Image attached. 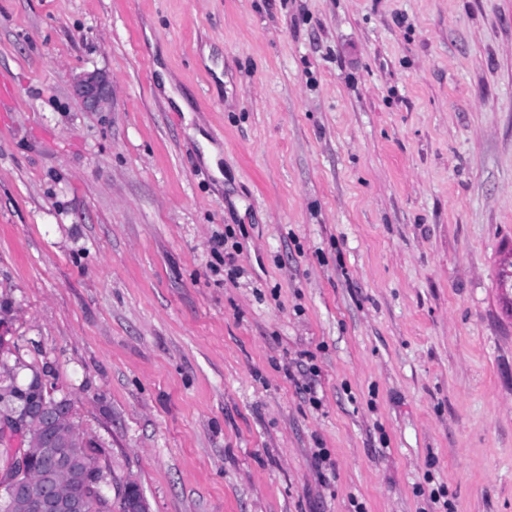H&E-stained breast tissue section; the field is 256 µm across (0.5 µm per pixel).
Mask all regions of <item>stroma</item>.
Segmentation results:
<instances>
[{"instance_id":"stroma-1","label":"stroma","mask_w":512,"mask_h":512,"mask_svg":"<svg viewBox=\"0 0 512 512\" xmlns=\"http://www.w3.org/2000/svg\"><path fill=\"white\" fill-rule=\"evenodd\" d=\"M0 92V332L110 497L512 512V0H0Z\"/></svg>"}]
</instances>
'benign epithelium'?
I'll return each instance as SVG.
<instances>
[{"instance_id":"obj_1","label":"benign epithelium","mask_w":512,"mask_h":512,"mask_svg":"<svg viewBox=\"0 0 512 512\" xmlns=\"http://www.w3.org/2000/svg\"><path fill=\"white\" fill-rule=\"evenodd\" d=\"M81 91L96 109L107 103V92L94 76L83 81ZM40 392L41 398L22 419L0 417V431L7 435L18 431L27 442L12 453V471L0 481V488L5 490L11 512H84L79 497L59 494L64 478L77 487L87 483L85 475L72 466L84 451L76 430L67 429L74 423L73 407L67 397L56 396L55 389L44 382ZM121 495L127 512H150L136 483H127Z\"/></svg>"}]
</instances>
